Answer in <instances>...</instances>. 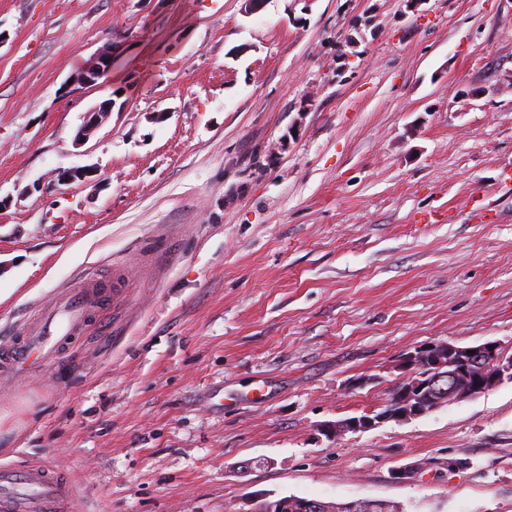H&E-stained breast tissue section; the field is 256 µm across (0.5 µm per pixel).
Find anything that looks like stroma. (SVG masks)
I'll use <instances>...</instances> for the list:
<instances>
[{
    "mask_svg": "<svg viewBox=\"0 0 512 512\" xmlns=\"http://www.w3.org/2000/svg\"><path fill=\"white\" fill-rule=\"evenodd\" d=\"M107 43L110 84L63 95ZM510 170L512 0H0V348L107 293L0 376V464L60 469L73 512H512L511 382L322 432L420 346L512 348ZM113 110L112 99H106L89 109L84 122L75 134V142L82 144L87 141L108 119ZM103 300L93 284L57 295L34 327L21 330L11 347L0 351L1 373H24L46 357L62 361L69 341L84 331L91 309ZM288 496V503L281 510L276 509L275 502H265L257 504L255 512H303L302 508L308 512H402L400 507L391 504L390 502L380 500H361L349 503H335V502H322V501H305L309 500L295 495ZM292 496L297 497L299 500L294 499ZM321 505H320V503ZM356 503L355 506H352ZM302 505V506H301ZM269 507L272 511H269Z\"/></svg>",
    "mask_w": 512,
    "mask_h": 512,
    "instance_id": "stroma-1",
    "label": "stroma"
}]
</instances>
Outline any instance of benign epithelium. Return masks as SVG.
Wrapping results in <instances>:
<instances>
[{"instance_id":"7a95c632","label":"benign epithelium","mask_w":512,"mask_h":512,"mask_svg":"<svg viewBox=\"0 0 512 512\" xmlns=\"http://www.w3.org/2000/svg\"><path fill=\"white\" fill-rule=\"evenodd\" d=\"M112 47L94 53L84 65L69 76L65 92L99 87L110 81ZM113 101L106 99L89 109L75 134V142L87 141L108 119ZM402 387L379 413L327 423L323 432L342 438L349 432L369 429L379 424L402 422L425 415L442 406L443 400L455 403L491 390L504 382H512V352L500 343L483 342L460 346L440 341L406 354Z\"/></svg>"}]
</instances>
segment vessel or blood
<instances>
[{
  "label": "vessel or blood",
  "mask_w": 512,
  "mask_h": 512,
  "mask_svg": "<svg viewBox=\"0 0 512 512\" xmlns=\"http://www.w3.org/2000/svg\"><path fill=\"white\" fill-rule=\"evenodd\" d=\"M102 300L92 285L57 295L35 326L0 351V373H22L48 357L64 359L69 341L84 331L91 309ZM70 497L67 477L52 467H0V512H68Z\"/></svg>",
  "instance_id": "obj_1"
}]
</instances>
